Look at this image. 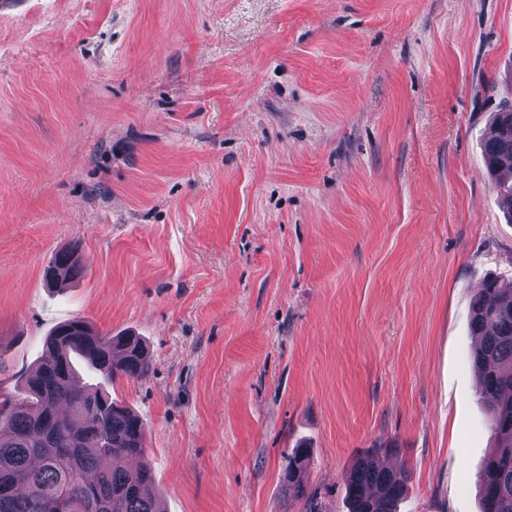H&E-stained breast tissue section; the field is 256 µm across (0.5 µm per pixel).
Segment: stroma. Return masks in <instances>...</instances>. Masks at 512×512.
I'll use <instances>...</instances> for the list:
<instances>
[{"mask_svg":"<svg viewBox=\"0 0 512 512\" xmlns=\"http://www.w3.org/2000/svg\"><path fill=\"white\" fill-rule=\"evenodd\" d=\"M500 103L512 0H0V393L83 319L148 349L108 390L165 512H298L301 445L323 512L375 448L398 512H480ZM79 272L75 249L59 251L44 270V280L48 284L58 285L72 279ZM311 448L299 446L288 455L284 470V490L291 506L299 505L302 512H322L319 508L317 494L309 491L304 475L311 463Z\"/></svg>","mask_w":512,"mask_h":512,"instance_id":"35a3bbf8","label":"stroma"}]
</instances>
